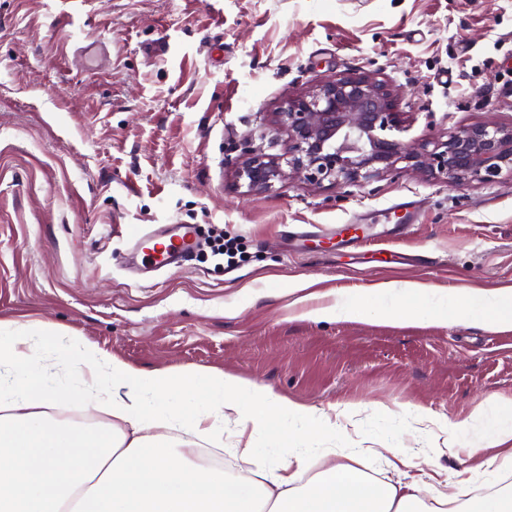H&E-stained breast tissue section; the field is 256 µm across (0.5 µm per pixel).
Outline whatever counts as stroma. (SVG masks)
Masks as SVG:
<instances>
[{
	"instance_id": "1",
	"label": "stroma",
	"mask_w": 512,
	"mask_h": 512,
	"mask_svg": "<svg viewBox=\"0 0 512 512\" xmlns=\"http://www.w3.org/2000/svg\"><path fill=\"white\" fill-rule=\"evenodd\" d=\"M372 72L422 147L495 119L512 125V0H0V320L40 321L153 371L220 369L338 414L319 448L421 449L453 480L439 424L512 400V330L304 317L318 294L378 283L512 291V175L462 188L407 163L317 188L282 179L243 199L249 149L282 154L273 114L323 81ZM417 207L392 232L391 207ZM362 224L377 268L336 244L305 251L282 225ZM196 224L238 237L233 266L202 248L182 271L137 278L128 230ZM386 483L419 470L366 463Z\"/></svg>"
}]
</instances>
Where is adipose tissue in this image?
I'll return each instance as SVG.
<instances>
[{
	"instance_id": "ef3b65f1",
	"label": "adipose tissue",
	"mask_w": 512,
	"mask_h": 512,
	"mask_svg": "<svg viewBox=\"0 0 512 512\" xmlns=\"http://www.w3.org/2000/svg\"><path fill=\"white\" fill-rule=\"evenodd\" d=\"M310 314L512 329V292L389 282L340 295ZM65 402L105 408L111 427L56 422L48 409ZM228 424L244 460L257 456L259 432L285 445L301 434L336 431L335 417L254 380L193 367L146 372L48 324L0 322V512H59L82 484L87 490L76 512H512L511 492L473 494L469 468L439 489L420 478L380 485L355 465L328 461L304 485L301 453L279 458L258 481L190 464L179 451L182 433L198 444H223ZM448 451L486 468L511 458L512 400L494 419L478 412L449 424Z\"/></svg>"
}]
</instances>
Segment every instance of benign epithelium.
Wrapping results in <instances>:
<instances>
[{"mask_svg": "<svg viewBox=\"0 0 512 512\" xmlns=\"http://www.w3.org/2000/svg\"><path fill=\"white\" fill-rule=\"evenodd\" d=\"M396 97L376 74L362 72L326 80L287 99L274 113L275 124L288 135L285 153L250 151L238 178L250 192L266 190L284 177L337 187L370 181L402 161L458 186L512 174V126L490 119L416 150L395 137L404 128Z\"/></svg>", "mask_w": 512, "mask_h": 512, "instance_id": "1", "label": "benign epithelium"}]
</instances>
